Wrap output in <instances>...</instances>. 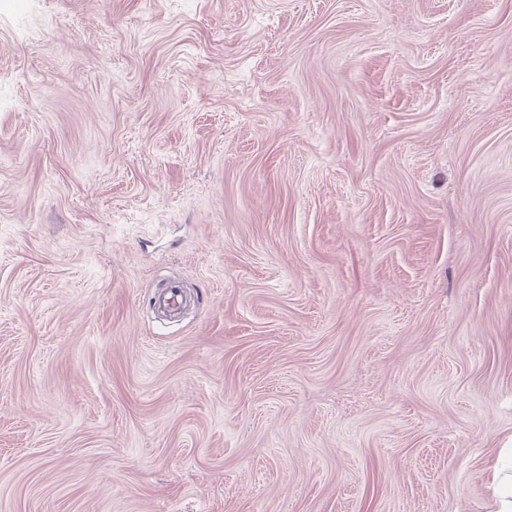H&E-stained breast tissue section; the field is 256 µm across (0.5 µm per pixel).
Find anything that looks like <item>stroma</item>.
Wrapping results in <instances>:
<instances>
[{
    "mask_svg": "<svg viewBox=\"0 0 512 512\" xmlns=\"http://www.w3.org/2000/svg\"><path fill=\"white\" fill-rule=\"evenodd\" d=\"M510 446L512 0H0V512H491Z\"/></svg>",
    "mask_w": 512,
    "mask_h": 512,
    "instance_id": "obj_1",
    "label": "stroma"
}]
</instances>
